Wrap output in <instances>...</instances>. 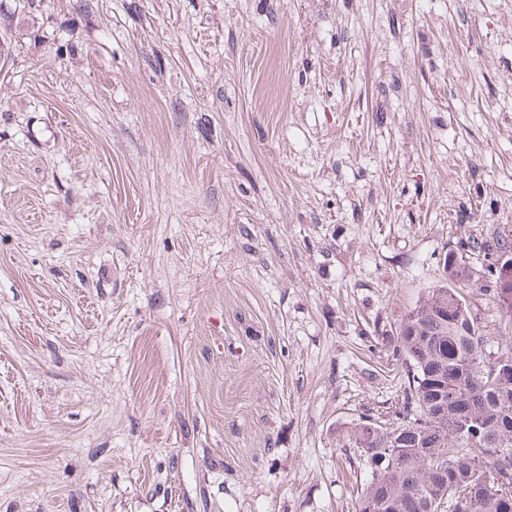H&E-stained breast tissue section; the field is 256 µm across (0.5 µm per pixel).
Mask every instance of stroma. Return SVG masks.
Here are the masks:
<instances>
[{
    "label": "stroma",
    "instance_id": "35a3bbf8",
    "mask_svg": "<svg viewBox=\"0 0 512 512\" xmlns=\"http://www.w3.org/2000/svg\"><path fill=\"white\" fill-rule=\"evenodd\" d=\"M510 226L512 0H0V512H355Z\"/></svg>",
    "mask_w": 512,
    "mask_h": 512
}]
</instances>
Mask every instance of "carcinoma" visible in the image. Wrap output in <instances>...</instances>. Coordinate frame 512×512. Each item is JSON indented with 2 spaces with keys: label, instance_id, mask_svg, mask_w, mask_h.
Returning <instances> with one entry per match:
<instances>
[{
  "label": "carcinoma",
  "instance_id": "carcinoma-1",
  "mask_svg": "<svg viewBox=\"0 0 512 512\" xmlns=\"http://www.w3.org/2000/svg\"><path fill=\"white\" fill-rule=\"evenodd\" d=\"M469 252L448 251L444 280L454 285L429 291L400 324L393 352L409 363L401 400L343 434L368 475L356 512H430L436 502L446 512H512V297L488 286L512 255V230L472 240ZM472 295L496 311V331ZM491 470L506 478L496 494L481 483Z\"/></svg>",
  "mask_w": 512,
  "mask_h": 512
}]
</instances>
